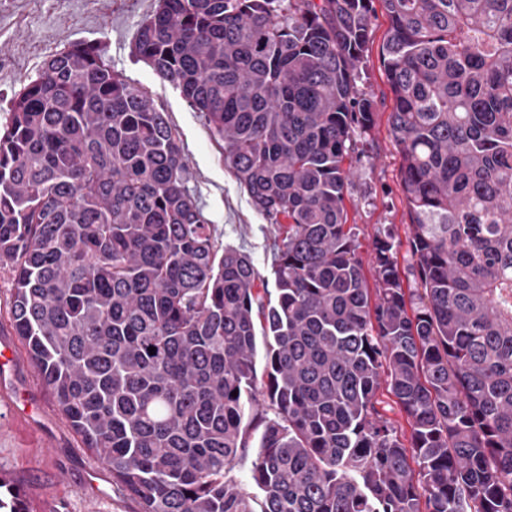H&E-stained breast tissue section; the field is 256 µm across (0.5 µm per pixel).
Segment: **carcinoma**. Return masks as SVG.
Masks as SVG:
<instances>
[{
	"mask_svg": "<svg viewBox=\"0 0 512 512\" xmlns=\"http://www.w3.org/2000/svg\"><path fill=\"white\" fill-rule=\"evenodd\" d=\"M158 2L135 53L279 226L275 292L219 251L167 114L94 45L48 56L0 123V264L84 447L140 512H512V0ZM376 3L407 289L392 225L374 289L348 227ZM0 512H29L2 477ZM375 407L379 414L397 429L402 440L407 442L410 436L407 416L397 403V399L389 391L385 381H382L380 389L376 394Z\"/></svg>",
	"mask_w": 512,
	"mask_h": 512,
	"instance_id": "1",
	"label": "carcinoma"
}]
</instances>
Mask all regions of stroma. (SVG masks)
Wrapping results in <instances>:
<instances>
[{"instance_id": "1", "label": "stroma", "mask_w": 512, "mask_h": 512, "mask_svg": "<svg viewBox=\"0 0 512 512\" xmlns=\"http://www.w3.org/2000/svg\"><path fill=\"white\" fill-rule=\"evenodd\" d=\"M157 7L158 0H0V118L48 55L79 41L98 45L113 71L167 112L188 157L187 185L219 246L248 254L264 285H273L278 225L255 210L203 114L175 83L160 79L133 52L141 24ZM387 28V17L378 15L359 65L357 88L372 101L374 121L353 134L349 221L371 286L376 283L371 264L376 232L381 225H394L403 285L411 288L410 219L389 124L393 94L380 55ZM13 299L12 271L0 265V346L19 353L16 362L0 369V473L21 490L31 512H139L136 500L113 484L109 469L83 447L48 395L9 320Z\"/></svg>"}]
</instances>
